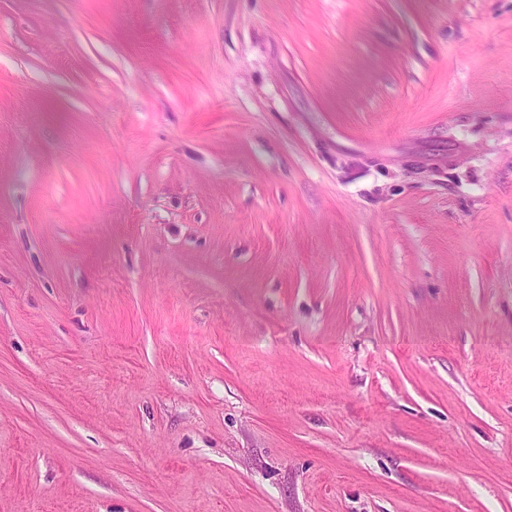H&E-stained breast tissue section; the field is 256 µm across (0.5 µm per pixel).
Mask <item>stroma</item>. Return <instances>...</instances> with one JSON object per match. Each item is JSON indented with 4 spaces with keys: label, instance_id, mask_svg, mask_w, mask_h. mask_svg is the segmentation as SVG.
<instances>
[{
    "label": "stroma",
    "instance_id": "35a3bbf8",
    "mask_svg": "<svg viewBox=\"0 0 512 512\" xmlns=\"http://www.w3.org/2000/svg\"><path fill=\"white\" fill-rule=\"evenodd\" d=\"M0 512H512V0H0Z\"/></svg>",
    "mask_w": 512,
    "mask_h": 512
}]
</instances>
